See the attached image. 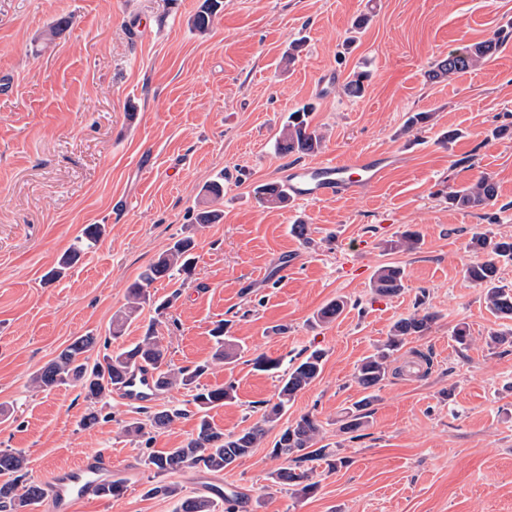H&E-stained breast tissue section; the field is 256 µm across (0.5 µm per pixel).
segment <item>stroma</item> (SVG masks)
Returning <instances> with one entry per match:
<instances>
[{"label": "stroma", "mask_w": 512, "mask_h": 512, "mask_svg": "<svg viewBox=\"0 0 512 512\" xmlns=\"http://www.w3.org/2000/svg\"><path fill=\"white\" fill-rule=\"evenodd\" d=\"M202 2L0 0V449L21 452L37 481L109 449L126 490L79 512H176V499L149 495L156 479L139 460L195 434L190 391L173 387L135 407L116 393L91 402L77 384L43 391L31 378L74 337L117 349L150 325L171 366L191 368L209 360L210 331L224 320L239 355L201 379L235 385V399L208 413L219 429L247 428L275 401L278 376L254 370L257 356L287 363L320 347L326 361L250 455L221 472L172 475L185 494L232 490L240 512H512V348L486 344L512 321L463 273L474 234L512 236V138L492 135L512 123V44L479 68L425 78L435 59L512 24V0H223L205 34L191 25ZM60 16L73 26L48 37ZM363 69V95H348L349 75ZM306 105L323 137L313 160L376 152L390 166L353 196L260 203L255 187L296 164L276 139ZM417 112L431 113L428 126L409 127ZM451 130L458 138L445 140ZM219 175L215 205L205 187ZM484 176L497 186L492 205L449 207L450 189ZM215 207L219 221L196 223ZM88 224L106 227L98 245L45 282ZM295 224L308 225V240ZM407 229L420 232L419 249L391 250ZM185 235L196 243L191 277L179 288L154 283L152 303L110 339L127 286ZM385 265L404 269L405 288L380 298L370 281ZM170 295L172 307L156 315L154 301ZM339 296L342 315L316 325ZM424 307L437 320L398 360L425 356L427 370L389 376L368 426L349 438L339 427L365 395L359 361ZM460 323L472 336L463 351L452 338ZM173 406L184 416L151 440L125 434L128 422ZM92 410L99 422L83 427ZM307 412L333 455L312 462L317 488L296 497L275 483L272 449Z\"/></svg>", "instance_id": "obj_1"}]
</instances>
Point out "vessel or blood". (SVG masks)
Listing matches in <instances>:
<instances>
[{
	"instance_id": "1",
	"label": "vessel or blood",
	"mask_w": 512,
	"mask_h": 512,
	"mask_svg": "<svg viewBox=\"0 0 512 512\" xmlns=\"http://www.w3.org/2000/svg\"><path fill=\"white\" fill-rule=\"evenodd\" d=\"M388 162L387 156L376 153L362 154L348 162L324 159L289 168L281 175V185L292 199L300 203L353 195L380 182ZM119 394L132 406L152 401L153 374L134 371ZM111 471V454L98 451L83 457L74 467L54 472L49 480L54 512H73L77 503L90 500Z\"/></svg>"
}]
</instances>
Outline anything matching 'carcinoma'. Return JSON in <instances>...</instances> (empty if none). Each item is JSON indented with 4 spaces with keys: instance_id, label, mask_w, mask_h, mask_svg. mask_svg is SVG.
<instances>
[{
    "instance_id": "carcinoma-1",
    "label": "carcinoma",
    "mask_w": 512,
    "mask_h": 512,
    "mask_svg": "<svg viewBox=\"0 0 512 512\" xmlns=\"http://www.w3.org/2000/svg\"><path fill=\"white\" fill-rule=\"evenodd\" d=\"M221 6V0H204L201 9L192 19V27L199 33H206L212 26ZM512 31H501L490 38L451 51L447 56L434 61L426 72L427 78L435 81L449 74L468 71L494 59L505 47ZM311 107H302L288 116L283 126L277 150L282 155H308L316 152L322 137L310 126L308 120ZM259 199L270 205L283 206L288 203V195L279 186L267 183L255 187ZM497 187L489 177L460 189L448 192V204L460 209H483L496 199ZM105 233V226L88 224L80 237L75 240L70 251L59 261L58 267L48 273L55 280L80 259L85 250L91 248ZM420 244V234L407 230L391 241V248L401 251H414ZM472 250L481 258L466 266V276L475 285L483 288L489 309L503 319L512 320V289L496 282L498 264L512 261V238L493 233H479L471 238ZM192 238H178L152 261L139 276L127 286V307L124 315L113 322L112 335H120L125 323L134 318L144 304L150 301L148 287L162 279L178 280L188 278L192 270ZM405 271L400 266L386 265L374 274L371 288L374 294L386 297L398 294L404 288ZM346 302L338 298L323 306L316 313V321L329 324L344 311ZM436 315L426 309L396 321L389 335L380 343L375 352L360 361L355 373L357 384L367 395L355 402L345 422L340 426L343 433H356L368 425V410L378 391L390 374V365L395 355L402 349L410 336H422L435 322ZM215 349L211 362L195 368H170L166 361L165 349L154 327H147L142 338L127 347H122L102 355V359L88 365L85 354L97 345V337L78 336L45 367L32 376V383L46 389L80 384L86 398L101 400L112 392V387L121 383L126 374L134 368H148L155 376V386L165 390L182 386L194 391L193 402L203 412L194 436L178 448L163 452H151L142 463L158 475L176 474L189 469L221 472L236 460L249 455L258 447L266 435V425L276 422L288 411V405L296 394L316 381L322 373L325 352L321 349L310 351L298 362L290 364L280 375L277 402L263 414L261 420L239 433H226L213 425L206 412L222 406L235 398L232 383L224 385H202L200 377L210 364H230L237 359L238 350L232 337L228 336L227 325L218 324L212 332ZM181 410L174 408L148 415L145 421H133L125 426L129 435L142 437L170 427ZM323 425L312 414H302L280 433L274 443L272 454L290 465L278 468L273 478L276 482L295 489L300 495L314 492L317 483L312 481V472L302 468L305 461L321 460L329 452L319 445ZM25 457L10 449H0V512H27L45 496V489L38 483L26 479ZM151 495L176 498L179 501L177 512H218L216 500L205 497H181V489L174 483H157L148 490Z\"/></svg>"
}]
</instances>
